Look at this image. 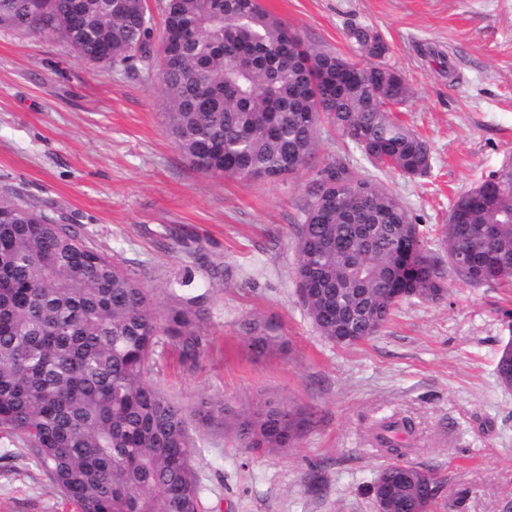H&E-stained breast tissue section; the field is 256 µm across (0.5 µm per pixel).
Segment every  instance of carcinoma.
<instances>
[{"instance_id":"obj_1","label":"carcinoma","mask_w":512,"mask_h":512,"mask_svg":"<svg viewBox=\"0 0 512 512\" xmlns=\"http://www.w3.org/2000/svg\"><path fill=\"white\" fill-rule=\"evenodd\" d=\"M162 93L175 147L211 177L281 181L313 166L322 124L374 167L405 176L430 168L429 143L388 106L410 97L404 77L383 62L388 46L366 25L347 30L365 69L308 46L260 0H175L164 8ZM0 24L59 35L76 59L126 69L150 65L154 32L144 0H0ZM467 224L442 225L448 258H480L491 225L498 265L477 272L444 263L427 248L408 208L346 156L316 167L297 229L296 290L319 335L347 347L367 341L404 301L448 295L446 273L478 287L512 286V177L492 172L457 196ZM369 227L367 239L358 225ZM159 303L128 270L89 246L69 224L0 198V431L17 437L75 512H201L204 488L193 464L189 419L251 451L293 447L308 408L266 400L240 409L205 398L189 410L156 386L171 351L192 369L210 348V311L191 269ZM258 355L282 348L271 320L241 323ZM495 373L512 387V339ZM405 418L379 421L374 439L398 470ZM393 512H433L434 473L409 466L394 484Z\"/></svg>"}]
</instances>
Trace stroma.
Here are the masks:
<instances>
[{"instance_id":"stroma-1","label":"stroma","mask_w":512,"mask_h":512,"mask_svg":"<svg viewBox=\"0 0 512 512\" xmlns=\"http://www.w3.org/2000/svg\"><path fill=\"white\" fill-rule=\"evenodd\" d=\"M306 44L358 59L346 37L377 31L412 90L395 113L426 138L431 168L378 179L437 249L456 197L512 159V0H262ZM304 170L279 181L213 178L189 168L167 130L160 66L76 61L58 36L0 26V196L66 214L90 245L156 300L192 266L211 284L213 345L193 369L174 358L159 387L193 407L221 396L248 408L276 397L311 408L294 447L248 452L193 429L208 512H373L384 464L374 424L414 422L409 464L437 477L458 512L512 506V387L495 366L512 339V288L450 280L445 300L402 304L371 340L324 341L295 293ZM274 321L283 351L261 357L240 324ZM320 473V490L308 478ZM0 512H73L16 440L0 433Z\"/></svg>"}]
</instances>
